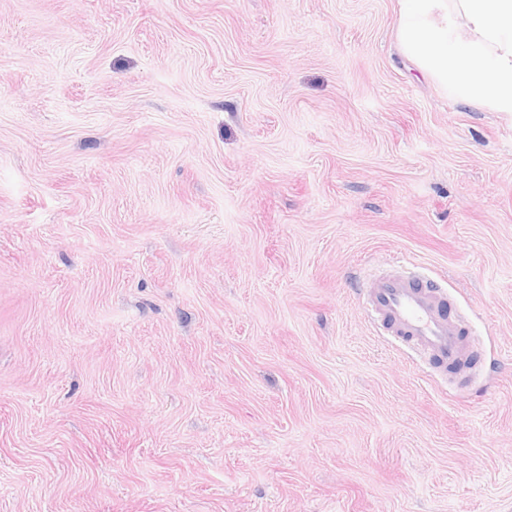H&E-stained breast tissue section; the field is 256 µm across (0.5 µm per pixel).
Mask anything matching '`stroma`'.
<instances>
[{
  "mask_svg": "<svg viewBox=\"0 0 512 512\" xmlns=\"http://www.w3.org/2000/svg\"><path fill=\"white\" fill-rule=\"evenodd\" d=\"M398 0H0V512H512V113ZM407 261L450 383L369 321ZM363 303L388 336L435 370L470 368L472 352L446 291L417 270H391L360 290Z\"/></svg>",
  "mask_w": 512,
  "mask_h": 512,
  "instance_id": "35a3bbf8",
  "label": "stroma"
}]
</instances>
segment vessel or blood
Segmentation results:
<instances>
[{"label": "vessel or blood", "mask_w": 512, "mask_h": 512, "mask_svg": "<svg viewBox=\"0 0 512 512\" xmlns=\"http://www.w3.org/2000/svg\"><path fill=\"white\" fill-rule=\"evenodd\" d=\"M361 295L388 336L439 371L470 367L472 352L442 286L416 270H391L363 285Z\"/></svg>", "instance_id": "vessel-or-blood-1"}]
</instances>
